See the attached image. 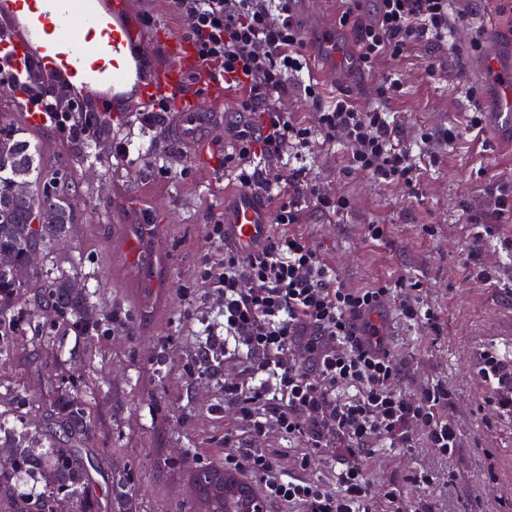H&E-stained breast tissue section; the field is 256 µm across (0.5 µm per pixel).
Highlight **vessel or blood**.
<instances>
[{
  "label": "vessel or blood",
  "instance_id": "obj_1",
  "mask_svg": "<svg viewBox=\"0 0 512 512\" xmlns=\"http://www.w3.org/2000/svg\"><path fill=\"white\" fill-rule=\"evenodd\" d=\"M0 18L12 26L0 39V69L39 63L74 91L106 103L114 120L166 98L175 106L183 146L206 151L217 126L225 142L234 141L240 120L223 114V82L205 71L187 37L148 32L133 0H0ZM472 72L493 76L496 107L489 122L512 144V67L487 52ZM224 223L229 242L251 254L266 243L271 214L261 196L243 188L225 201Z\"/></svg>",
  "mask_w": 512,
  "mask_h": 512
}]
</instances>
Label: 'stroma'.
I'll use <instances>...</instances> for the list:
<instances>
[{
	"instance_id": "obj_1",
	"label": "stroma",
	"mask_w": 512,
	"mask_h": 512,
	"mask_svg": "<svg viewBox=\"0 0 512 512\" xmlns=\"http://www.w3.org/2000/svg\"><path fill=\"white\" fill-rule=\"evenodd\" d=\"M450 12L475 16L486 33L499 37L501 57L512 61V0H450ZM472 37L469 23L458 22L451 46L423 41L370 71L349 70L347 58L329 57L308 43L310 70L326 100L345 93L368 109L377 103L380 81L397 80L400 92L387 109L402 145L416 150L421 135L430 134L440 162L422 171L411 196L350 170L343 142L316 147L299 166L309 180L348 196L352 207L332 218L301 200L300 221L291 230L312 241L346 287L417 280L422 300L441 317L437 334L404 323L396 301L385 308L402 388L447 381L451 399L444 413L459 430L460 448L444 457L420 437L410 448L381 443L366 461L375 487L393 483L416 500L420 494L409 477L423 471L432 478L427 492L438 512H512V418L488 406L494 391L479 374L484 351L512 355V261L506 256L512 222L493 221L499 199L512 200V150L501 149L485 128L474 142L439 137L446 127L463 125L472 106L485 113L495 108L493 84L476 86L469 76L479 53ZM134 134L151 141L153 153L119 158L113 142ZM102 149L101 163L79 177V224L37 260L42 273L68 275L89 290L102 330L86 337L59 322L46 339L42 319L31 321L24 338L0 356V419L26 437L32 454L45 455L43 429L53 402L62 390L77 388L91 419L79 458L88 495L107 503L113 477L122 475L139 512H189L188 472L223 464L224 429L236 417L222 384L236 377L234 363H225L220 378L188 376L185 366L218 308L197 277L209 249L204 228L223 218L224 199L238 185L216 164L224 153L220 130L203 161L128 123L113 127ZM164 150L173 173L158 178L153 154ZM145 205L160 231L125 244L124 224ZM370 224L385 225L383 241L366 239ZM478 238L483 245L472 250ZM146 250L157 251L162 265H148L141 257ZM116 312L126 317L117 331L111 325Z\"/></svg>"
}]
</instances>
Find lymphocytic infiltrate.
<instances>
[{
    "instance_id": "1",
    "label": "lymphocytic infiltrate",
    "mask_w": 512,
    "mask_h": 512,
    "mask_svg": "<svg viewBox=\"0 0 512 512\" xmlns=\"http://www.w3.org/2000/svg\"><path fill=\"white\" fill-rule=\"evenodd\" d=\"M183 22L204 66L235 93L250 119L234 150L221 159L241 187L267 194L276 206L270 236L255 254L241 255L224 242V224L214 221L206 237L223 247L220 260L205 257L199 277L220 299L221 317L189 366L190 375H219L225 360L244 367L224 383L225 398L237 408V422L254 437L269 427L300 441L306 450L288 468L274 450L236 445L224 434V466L239 472L269 506L284 512H370L374 499L392 512H435L423 499L409 502L399 486L375 489L364 466L382 439L411 447L422 436L444 456L459 448L454 424L441 413L450 393L437 380L408 394L399 386V365L385 330L384 308L398 298L402 318L440 331L439 314L424 304L420 282L400 278L366 288L345 287L305 237L285 225L299 221L300 199L312 200L329 215L347 211L350 200L308 181L300 169L281 172L272 160L288 149L309 151L315 142L343 140L351 169L379 183L415 193L417 169L407 151L397 148L399 130L380 109H364L339 98L327 104L317 82L300 80L307 66L305 40L289 8L290 0H169ZM339 22L351 27L360 48L361 67L383 57L401 56L421 41L447 43L452 30L448 0H379L372 21L360 15L362 0H344ZM311 103L313 117L302 120L277 107L291 77ZM73 112L48 106L49 123L64 136L80 129L98 135L104 117L88 119L91 101L67 94ZM345 444L335 483L306 477L324 448Z\"/></svg>"
}]
</instances>
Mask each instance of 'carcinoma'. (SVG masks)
Instances as JSON below:
<instances>
[{
    "mask_svg": "<svg viewBox=\"0 0 512 512\" xmlns=\"http://www.w3.org/2000/svg\"><path fill=\"white\" fill-rule=\"evenodd\" d=\"M81 154L83 164L100 161L98 140L82 142ZM76 182L73 159L47 164L43 145L30 127L19 118H0V255L11 260L9 265H0V354L6 350L3 327L17 336L45 309L55 321L70 323L88 336L99 330V322L88 314L87 295L75 291L65 275L41 277L34 270L22 281L13 272V266L25 263L29 252H45L51 241L78 223ZM26 290L32 292L29 304L20 301ZM88 423L85 400L76 391H65L58 395L46 423L50 439L46 455L35 459L22 442L13 443L12 455L0 461V498L16 474L33 469L45 473L53 490L35 500L11 498L5 512H53L57 493L75 498L78 512H96L98 503L83 494L85 471L78 462ZM222 471L216 465H202L193 472L197 512H224V497L213 485L214 475ZM134 508L125 480L116 479L111 512H134Z\"/></svg>",
    "mask_w": 512,
    "mask_h": 512,
    "instance_id": "1",
    "label": "carcinoma"
}]
</instances>
